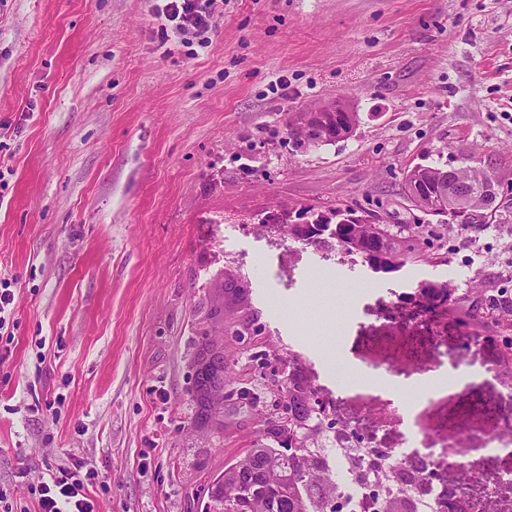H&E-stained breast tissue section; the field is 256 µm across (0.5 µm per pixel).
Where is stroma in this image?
Segmentation results:
<instances>
[{
    "label": "stroma",
    "mask_w": 512,
    "mask_h": 512,
    "mask_svg": "<svg viewBox=\"0 0 512 512\" xmlns=\"http://www.w3.org/2000/svg\"><path fill=\"white\" fill-rule=\"evenodd\" d=\"M163 0H0V277L15 287L0 341V488L35 512L31 484L90 461L99 512H201L195 492L264 441L266 402H225L223 439L194 421L201 330L240 386L260 383L233 336L296 371L379 448H435L434 487L470 512H512L478 474L512 471V363L492 319L512 302V0H217L204 36L172 52ZM346 100L348 138L294 151V113ZM494 172L497 218L462 225L416 208L408 169ZM351 208L423 228L420 257L376 274L262 226L267 213ZM326 275H318V267ZM448 284L477 317L432 323L401 296ZM287 308L279 319L270 296ZM447 375L474 382L416 412L339 385ZM165 389L166 403L155 400ZM471 448L470 460L458 457Z\"/></svg>",
    "instance_id": "35a3bbf8"
}]
</instances>
